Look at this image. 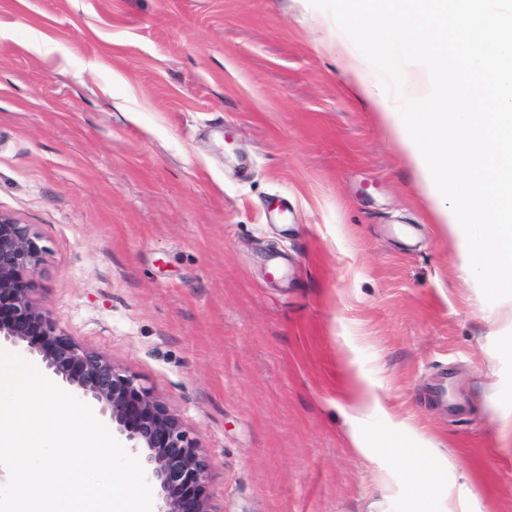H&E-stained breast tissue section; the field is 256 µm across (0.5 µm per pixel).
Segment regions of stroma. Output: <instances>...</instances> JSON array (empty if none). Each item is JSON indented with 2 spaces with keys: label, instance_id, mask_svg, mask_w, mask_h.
I'll return each mask as SVG.
<instances>
[{
  "label": "stroma",
  "instance_id": "obj_1",
  "mask_svg": "<svg viewBox=\"0 0 512 512\" xmlns=\"http://www.w3.org/2000/svg\"><path fill=\"white\" fill-rule=\"evenodd\" d=\"M333 6L0 0V212L37 307L195 439L211 512H443L452 458L512 512L505 307L321 50ZM377 39L388 92L414 62Z\"/></svg>",
  "mask_w": 512,
  "mask_h": 512
}]
</instances>
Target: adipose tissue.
I'll return each instance as SVG.
<instances>
[{
	"label": "adipose tissue",
	"instance_id": "adipose-tissue-1",
	"mask_svg": "<svg viewBox=\"0 0 512 512\" xmlns=\"http://www.w3.org/2000/svg\"><path fill=\"white\" fill-rule=\"evenodd\" d=\"M336 0V25L371 28L377 49L414 58L396 95L368 81L339 37L323 43L367 98L454 233L460 269L512 306V0ZM478 111H454L450 86Z\"/></svg>",
	"mask_w": 512,
	"mask_h": 512
}]
</instances>
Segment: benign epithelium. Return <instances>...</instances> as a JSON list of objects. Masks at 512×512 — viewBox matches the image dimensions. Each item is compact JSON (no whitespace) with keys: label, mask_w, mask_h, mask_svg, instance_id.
Listing matches in <instances>:
<instances>
[{"label":"benign epithelium","mask_w":512,"mask_h":512,"mask_svg":"<svg viewBox=\"0 0 512 512\" xmlns=\"http://www.w3.org/2000/svg\"><path fill=\"white\" fill-rule=\"evenodd\" d=\"M41 252L31 225L0 213V343L24 344L41 355L58 380L99 405L127 447L145 453L148 475L160 488L159 512H209V464L178 418L135 377L77 344L34 305L28 274Z\"/></svg>","instance_id":"1"}]
</instances>
